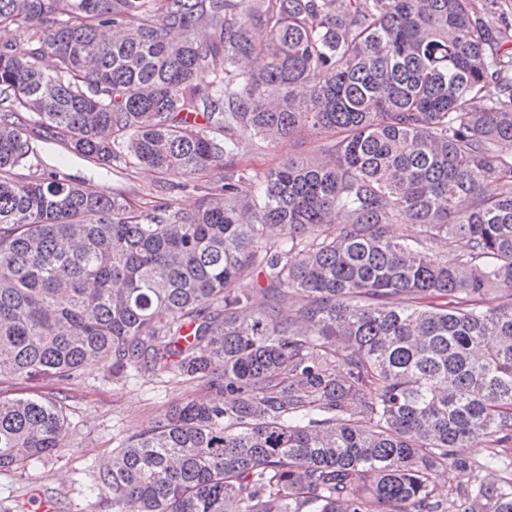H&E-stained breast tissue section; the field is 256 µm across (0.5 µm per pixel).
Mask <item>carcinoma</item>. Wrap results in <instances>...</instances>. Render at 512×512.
<instances>
[{"instance_id":"carcinoma-1","label":"carcinoma","mask_w":512,"mask_h":512,"mask_svg":"<svg viewBox=\"0 0 512 512\" xmlns=\"http://www.w3.org/2000/svg\"><path fill=\"white\" fill-rule=\"evenodd\" d=\"M0 28L29 44L0 42V384L100 367L205 391L114 449L96 497L512 512L507 17L472 0H0ZM310 131L333 138L318 156L234 165L244 138ZM48 141L165 175L162 198L78 183L43 164ZM219 167L197 209L175 206ZM66 421L60 398L0 395V471L58 452ZM448 464L475 480L441 497Z\"/></svg>"}]
</instances>
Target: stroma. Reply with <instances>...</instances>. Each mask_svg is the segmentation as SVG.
Returning <instances> with one entry per match:
<instances>
[{"mask_svg": "<svg viewBox=\"0 0 512 512\" xmlns=\"http://www.w3.org/2000/svg\"><path fill=\"white\" fill-rule=\"evenodd\" d=\"M330 143L323 134L297 135L261 147L247 141L235 163L263 173L277 168L287 157L321 153ZM46 155L64 160V171L73 179L93 184L108 194H125L139 209L151 208L157 197L160 174L121 160L114 161L110 172L104 174L62 143L47 145ZM0 391L13 396L58 393L67 405L65 446L60 453L23 469L0 471V499L18 498L20 512H34L36 503L56 490L63 492L64 499L56 504L54 512H112L89 492L99 465L129 436L154 425L171 404L201 393L196 384L172 381L147 371L116 381L93 368L64 384L18 381L0 386Z\"/></svg>", "mask_w": 512, "mask_h": 512, "instance_id": "obj_1", "label": "stroma"}]
</instances>
